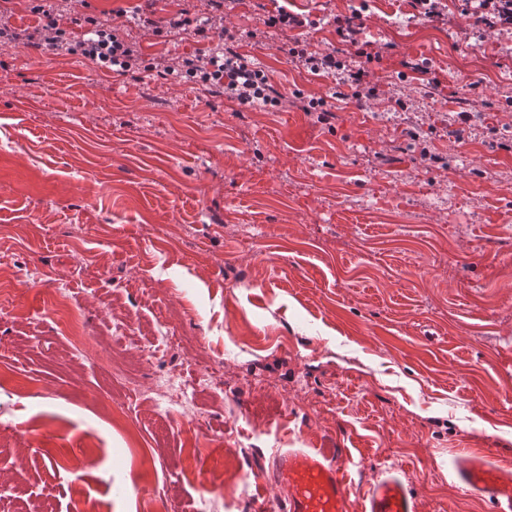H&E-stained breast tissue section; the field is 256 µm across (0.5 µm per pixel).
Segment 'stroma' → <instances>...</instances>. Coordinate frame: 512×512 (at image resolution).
<instances>
[{
	"instance_id": "35a3bbf8",
	"label": "stroma",
	"mask_w": 512,
	"mask_h": 512,
	"mask_svg": "<svg viewBox=\"0 0 512 512\" xmlns=\"http://www.w3.org/2000/svg\"><path fill=\"white\" fill-rule=\"evenodd\" d=\"M140 2L58 8L148 63L198 53L142 25ZM362 3L379 97L337 100L326 126L305 107L333 79L284 49L338 46L325 17ZM281 6L315 27H266ZM441 8L395 26L411 0H226L283 96L268 110L0 47V512H159L157 487L178 512H278L264 469L288 448L345 449L355 500L393 471L418 512H492L448 461L481 449L512 468V27ZM467 98L474 121L447 137ZM123 362L133 418L107 383Z\"/></svg>"
}]
</instances>
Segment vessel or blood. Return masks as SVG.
Instances as JSON below:
<instances>
[{
  "label": "vessel or blood",
  "instance_id": "b4317fda",
  "mask_svg": "<svg viewBox=\"0 0 512 512\" xmlns=\"http://www.w3.org/2000/svg\"><path fill=\"white\" fill-rule=\"evenodd\" d=\"M453 477L466 493L489 500L495 512H512V469L482 453L456 457ZM269 482L280 512H417L416 500L395 475L377 479L362 501H353L336 448L278 452L269 460Z\"/></svg>",
  "mask_w": 512,
  "mask_h": 512
}]
</instances>
